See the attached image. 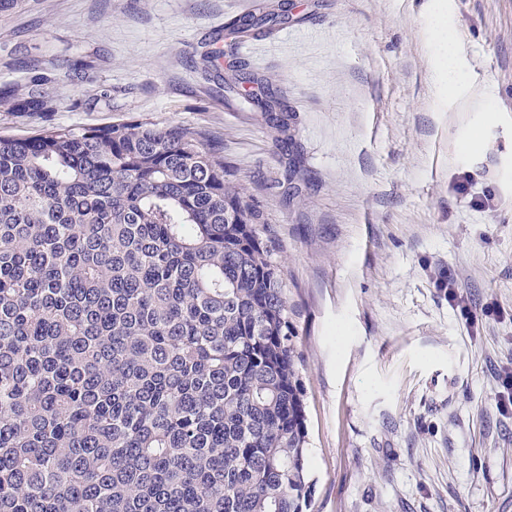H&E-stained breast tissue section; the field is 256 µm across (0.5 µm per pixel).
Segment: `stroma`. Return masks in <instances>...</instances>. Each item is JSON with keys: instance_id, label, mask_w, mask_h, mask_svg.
<instances>
[{"instance_id": "obj_1", "label": "stroma", "mask_w": 512, "mask_h": 512, "mask_svg": "<svg viewBox=\"0 0 512 512\" xmlns=\"http://www.w3.org/2000/svg\"><path fill=\"white\" fill-rule=\"evenodd\" d=\"M24 0L0 11V135L200 127L268 221L304 360L303 512H512V0ZM457 39L456 81L431 36ZM211 63H204V56ZM288 107L280 137L224 78ZM110 89V98L99 95ZM473 312L468 327L441 286ZM268 11H264L260 16H252L251 19L243 21L241 24H235L229 27L230 33L235 37H244L254 27H260L270 21H274L278 18V14H275L276 6L271 4L265 5ZM1 94L0 100L9 112H41L45 109L44 102L38 100L33 92L28 97L19 96L12 90H4ZM498 384L499 388L495 394L496 406L502 412H512V363L500 369Z\"/></svg>"}]
</instances>
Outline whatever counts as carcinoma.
Returning <instances> with one entry per match:
<instances>
[{"label": "carcinoma", "instance_id": "obj_1", "mask_svg": "<svg viewBox=\"0 0 512 512\" xmlns=\"http://www.w3.org/2000/svg\"><path fill=\"white\" fill-rule=\"evenodd\" d=\"M297 338L205 130L0 136V512H302Z\"/></svg>", "mask_w": 512, "mask_h": 512}]
</instances>
